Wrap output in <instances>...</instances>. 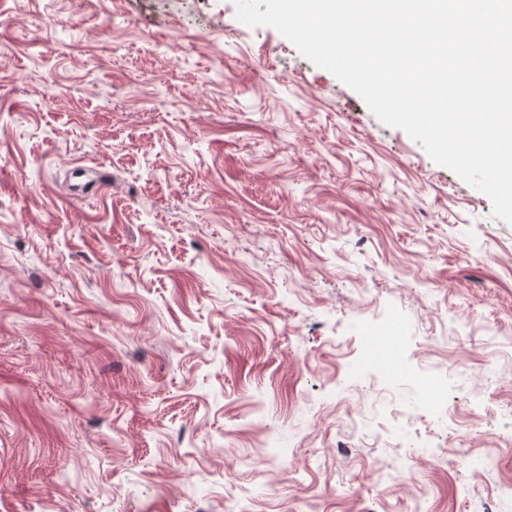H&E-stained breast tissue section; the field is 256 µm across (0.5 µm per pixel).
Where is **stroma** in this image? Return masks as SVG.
Instances as JSON below:
<instances>
[{"instance_id":"35a3bbf8","label":"stroma","mask_w":512,"mask_h":512,"mask_svg":"<svg viewBox=\"0 0 512 512\" xmlns=\"http://www.w3.org/2000/svg\"><path fill=\"white\" fill-rule=\"evenodd\" d=\"M491 209L234 0H0V512H512Z\"/></svg>"}]
</instances>
